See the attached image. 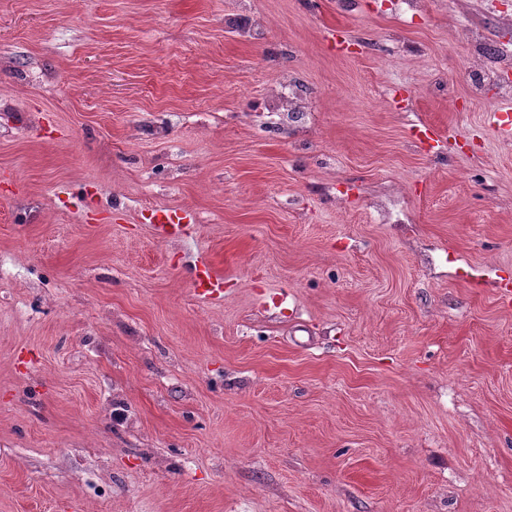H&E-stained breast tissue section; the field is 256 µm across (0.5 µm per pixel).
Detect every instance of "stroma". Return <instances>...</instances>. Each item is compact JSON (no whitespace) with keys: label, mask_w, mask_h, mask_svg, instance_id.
Here are the masks:
<instances>
[{"label":"stroma","mask_w":512,"mask_h":512,"mask_svg":"<svg viewBox=\"0 0 512 512\" xmlns=\"http://www.w3.org/2000/svg\"><path fill=\"white\" fill-rule=\"evenodd\" d=\"M507 83L512 0H0V512H512ZM191 217L188 213L179 214L177 211L168 209L152 210L146 216L151 223H155L153 224L155 227L163 229L171 236H176L181 228L186 225L183 223L189 221ZM194 288L203 296H208L212 288H222L221 278L207 261H201L197 269Z\"/></svg>","instance_id":"1"}]
</instances>
